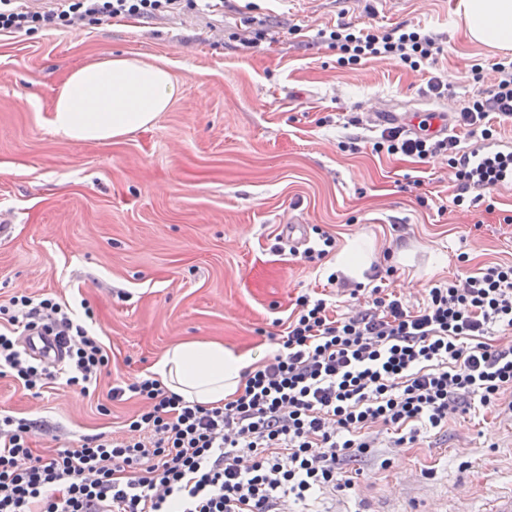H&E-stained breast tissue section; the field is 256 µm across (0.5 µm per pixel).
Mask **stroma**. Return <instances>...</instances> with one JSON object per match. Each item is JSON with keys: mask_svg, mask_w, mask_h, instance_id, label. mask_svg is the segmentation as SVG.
<instances>
[{"mask_svg": "<svg viewBox=\"0 0 512 512\" xmlns=\"http://www.w3.org/2000/svg\"><path fill=\"white\" fill-rule=\"evenodd\" d=\"M457 3L224 0L213 12L0 33V218L13 226L0 241V302L50 294L80 317L87 300L110 355L86 398L60 381L36 396L0 377V411L39 421L37 448H77L138 410L109 390L151 374L172 343L216 340L260 361L303 294H327L344 314L360 281L415 307L440 283L512 264V196L489 189L456 206L447 155L375 152L382 129L364 121L376 106L454 113L494 89L504 53L469 39ZM402 22L437 35L433 65L342 67L324 37L341 23ZM109 54L166 59L178 99L116 141L54 133L48 119L67 75ZM291 224L308 239L333 235L335 252L317 263L295 256ZM357 236L372 244L362 280L328 284ZM359 467L352 489L318 492L291 512H454L461 486L476 512H491L512 481V411L475 404L402 446L380 431Z\"/></svg>", "mask_w": 512, "mask_h": 512, "instance_id": "35a3bbf8", "label": "stroma"}]
</instances>
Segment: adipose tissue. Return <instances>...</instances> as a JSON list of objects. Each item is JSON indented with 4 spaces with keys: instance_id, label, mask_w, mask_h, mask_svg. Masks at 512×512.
I'll use <instances>...</instances> for the list:
<instances>
[{
    "instance_id": "ef3b65f1",
    "label": "adipose tissue",
    "mask_w": 512,
    "mask_h": 512,
    "mask_svg": "<svg viewBox=\"0 0 512 512\" xmlns=\"http://www.w3.org/2000/svg\"><path fill=\"white\" fill-rule=\"evenodd\" d=\"M470 38L512 49V0H460ZM181 92L164 59L112 55L76 68L63 83L50 120L63 137L107 142L154 124ZM254 363L218 341L169 346L153 372L163 386L189 402L220 406L239 389Z\"/></svg>"
}]
</instances>
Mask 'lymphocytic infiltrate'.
Masks as SVG:
<instances>
[{
	"label": "lymphocytic infiltrate",
	"instance_id": "obj_1",
	"mask_svg": "<svg viewBox=\"0 0 512 512\" xmlns=\"http://www.w3.org/2000/svg\"><path fill=\"white\" fill-rule=\"evenodd\" d=\"M224 0H0V32L61 30L88 20L150 17L182 8L223 6ZM341 64L398 58L410 69L433 64L436 37L402 23L376 33L350 24L331 30ZM491 94L476 95L460 125L494 137L492 116L512 119V62L496 63ZM377 149L427 160L444 152L456 171L463 205L472 188H488L493 167L473 175L455 138L383 132ZM337 315L326 299L298 297L277 354L246 371L242 389L224 405L184 400L159 380L136 377L109 397L139 401L123 434L100 433L78 448L37 451L35 422L0 414V512H288L325 488H352L356 462L371 453L374 433L394 431L415 442L420 428L482 408L512 410V343L485 342L489 324L512 329V265H496L430 288L418 310L397 298L370 303L352 297ZM65 343L66 386L92 395L109 357L68 304L51 296H12L0 304V376L42 389L54 375L20 350L23 336Z\"/></svg>",
	"mask_w": 512,
	"mask_h": 512
}]
</instances>
